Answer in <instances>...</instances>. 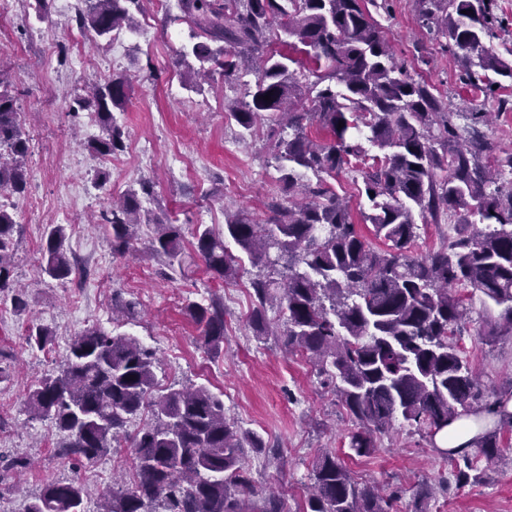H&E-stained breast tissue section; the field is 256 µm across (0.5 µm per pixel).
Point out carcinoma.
Returning <instances> with one entry per match:
<instances>
[{
    "mask_svg": "<svg viewBox=\"0 0 512 512\" xmlns=\"http://www.w3.org/2000/svg\"><path fill=\"white\" fill-rule=\"evenodd\" d=\"M142 0H85L77 16L81 28L101 38L132 30ZM418 20L446 48L462 52L466 79L478 67L512 80V61L487 53L483 40L501 21L493 0H415ZM177 19L193 25V42L174 61L184 86L196 91L197 77L219 69L233 85L252 70L254 84L228 105V115L253 135L263 119L273 122L267 136L280 172L281 196L265 203L266 223L239 212L225 218L224 236L197 226L194 250L205 271L222 281L237 276L249 261L270 270L251 279L254 335L268 332L267 307L277 305L285 322L282 346L310 355L319 373L363 429L350 435L348 448L366 456L376 436L402 420L435 438L454 421L476 418L481 431L470 447L444 452L457 483L472 479L477 462L498 457L501 432L512 428L507 400L481 399L477 376L463 362L456 337L469 315L455 289L472 288L498 315L487 320V335L512 331V189L497 177L512 174V153L482 163L493 152L481 130L491 113L469 112L457 125L443 95L414 79L398 63L372 10H388V0H177ZM296 68H290V65ZM314 77L309 82L307 76ZM127 77L115 75L87 95L75 93V110L92 108L102 135L87 142L100 156L124 151V131L112 110L124 108ZM271 95V100L263 96ZM308 99L311 108H292ZM317 123L325 136L311 140ZM343 127H338L339 123ZM382 152L362 172L373 230L367 237L330 180L365 156L362 141ZM29 138L14 98L0 90V192L20 193L28 180ZM313 174L316 182L308 179ZM130 188L101 213L109 226L112 253L124 255L142 224L155 225L149 250L169 264L182 263V225L144 213ZM464 211L455 236L439 248L412 255L421 218ZM479 216L484 228L469 222ZM14 217L0 207V293L12 294L15 308L27 306L13 279ZM43 273L64 281L74 267L64 248L66 228H45ZM231 239L242 255L228 250ZM382 247L373 245L372 240ZM188 314L202 327L206 348L224 345V303L191 302ZM32 349L52 345L51 331L29 327ZM152 350L125 333L97 326L69 343L60 370L29 391L34 418L48 419L63 434L62 455L92 463L121 442L134 448L131 484L103 496L100 512H283L270 492L261 506L247 507L254 495L244 448L277 456L256 433L243 430L224 413V399L206 387L161 388ZM135 379H130V376ZM150 422L133 435L128 420L142 411ZM498 416L493 424L480 416ZM304 512H389L390 499L355 480L330 451L318 455ZM88 491L72 480L46 482L26 512H84Z\"/></svg>",
    "mask_w": 512,
    "mask_h": 512,
    "instance_id": "1",
    "label": "carcinoma"
}]
</instances>
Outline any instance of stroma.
<instances>
[{
    "mask_svg": "<svg viewBox=\"0 0 512 512\" xmlns=\"http://www.w3.org/2000/svg\"><path fill=\"white\" fill-rule=\"evenodd\" d=\"M61 3L51 0L39 22L30 0H14L12 13L0 19V79L15 98L31 149L28 184L10 195L8 205L18 224L14 279L26 289V310L15 311L10 297L0 295V367L12 374L0 383V456H23L31 465L22 473L0 469V512H25L44 482L74 476L91 490L86 512H99L101 494L126 470V445L72 469L61 456L62 435L50 421L31 418L26 407L29 389L59 369L77 333L91 325L112 330L116 294L136 302V316L121 330L155 350L162 386L203 385L223 393L229 418L279 448L278 459L251 452L245 463L257 493H280L286 512H304L312 465L326 449L362 483L385 494L400 491L393 512H408L427 484L437 488L428 512H512V430L501 434L498 461L484 465L479 482L463 487L452 483V468L429 436L400 420L378 435L370 455H355L348 442L358 424L332 385L306 355H282L283 315L268 309L266 336H254L249 327L256 267L244 265L227 281L212 278L188 244L182 271L172 272L148 249L150 224L139 226L132 252L113 254L97 220L112 196L138 181L153 185V195L142 201L150 214L176 218L188 232L199 224L220 232L228 212L243 210L264 222L266 202L279 193V173L265 133L240 139L239 126L224 110L225 99L236 93L222 73L202 82L200 91L183 87L172 61L189 42L190 28L178 20L177 6L143 0L134 30L102 39L79 29ZM378 20L397 59L447 96L449 111L491 113L483 128L487 139L497 152L512 151V108L501 107L502 100L512 101L511 82L492 95L466 85L461 60L428 39L414 0H389ZM79 53L89 60L86 69L74 65ZM115 75L130 81L128 102L112 112L126 149L107 160L86 149L102 130L94 113L72 115L69 93ZM104 168L111 177L101 188L94 175ZM49 224L66 228L65 248L77 269L72 280L42 273ZM213 297L224 302V348L217 354L203 346L198 325L185 314L188 302L205 304ZM472 307L459 338L461 355L493 400L512 386V332L485 336L480 299ZM34 322L53 331L50 351L27 347L26 329Z\"/></svg>",
    "mask_w": 512,
    "mask_h": 512,
    "instance_id": "stroma-1",
    "label": "stroma"
}]
</instances>
